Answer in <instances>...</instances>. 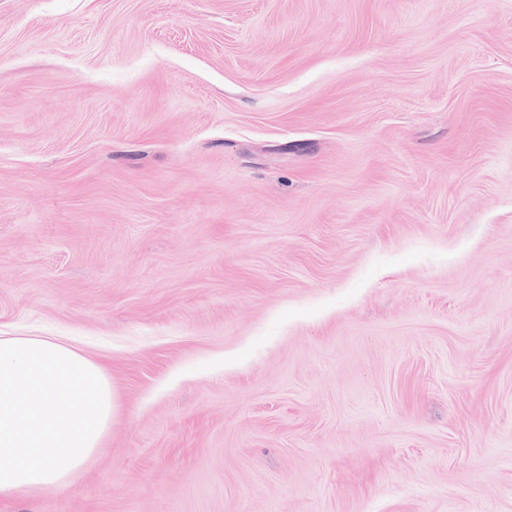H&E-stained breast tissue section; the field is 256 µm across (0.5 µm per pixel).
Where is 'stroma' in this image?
Instances as JSON below:
<instances>
[{
  "label": "stroma",
  "mask_w": 512,
  "mask_h": 512,
  "mask_svg": "<svg viewBox=\"0 0 512 512\" xmlns=\"http://www.w3.org/2000/svg\"><path fill=\"white\" fill-rule=\"evenodd\" d=\"M0 336L115 401L0 512H512V0H0Z\"/></svg>",
  "instance_id": "1"
}]
</instances>
